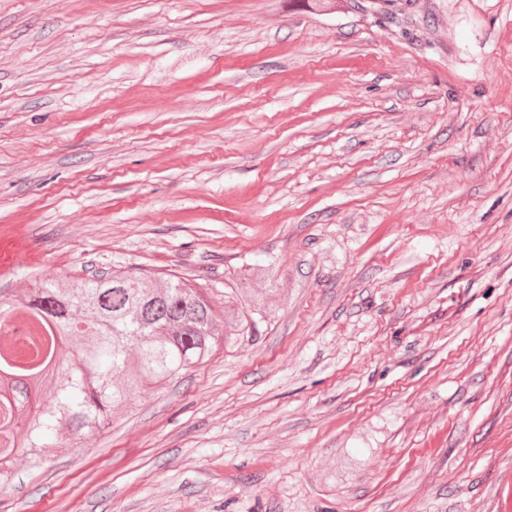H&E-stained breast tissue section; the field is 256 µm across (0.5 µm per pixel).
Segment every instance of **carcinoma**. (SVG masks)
<instances>
[{
  "instance_id": "carcinoma-1",
  "label": "carcinoma",
  "mask_w": 512,
  "mask_h": 512,
  "mask_svg": "<svg viewBox=\"0 0 512 512\" xmlns=\"http://www.w3.org/2000/svg\"><path fill=\"white\" fill-rule=\"evenodd\" d=\"M238 298L224 293L221 333L205 293L175 276L159 282L148 272L117 271L91 280L38 281L23 301L0 294V313L26 317L23 342L32 350L23 353L17 329L0 318V375L13 377L9 395L0 394V463L18 448L15 429L29 379L55 370L52 396L25 424L28 447H58L63 427L75 434L100 431L112 409L145 388L179 378L221 344L254 337L257 321L244 320ZM62 336L92 342L57 361Z\"/></svg>"
}]
</instances>
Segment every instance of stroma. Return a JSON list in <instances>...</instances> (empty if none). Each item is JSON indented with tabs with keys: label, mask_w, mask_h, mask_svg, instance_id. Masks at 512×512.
<instances>
[{
	"label": "stroma",
	"mask_w": 512,
	"mask_h": 512,
	"mask_svg": "<svg viewBox=\"0 0 512 512\" xmlns=\"http://www.w3.org/2000/svg\"><path fill=\"white\" fill-rule=\"evenodd\" d=\"M0 260L267 293L0 512H507L512 0H0Z\"/></svg>",
	"instance_id": "35a3bbf8"
}]
</instances>
